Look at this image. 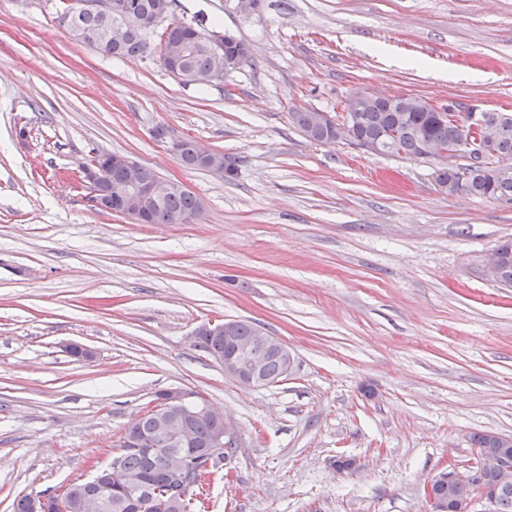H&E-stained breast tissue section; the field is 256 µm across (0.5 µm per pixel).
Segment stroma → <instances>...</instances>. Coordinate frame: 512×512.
I'll list each match as a JSON object with an SVG mask.
<instances>
[{
    "label": "stroma",
    "mask_w": 512,
    "mask_h": 512,
    "mask_svg": "<svg viewBox=\"0 0 512 512\" xmlns=\"http://www.w3.org/2000/svg\"><path fill=\"white\" fill-rule=\"evenodd\" d=\"M252 50L222 84L69 37L44 0H0V512L90 477L165 389L231 420V481L204 512H426L423 488L512 436V287L488 279L512 203L441 187L440 166L311 143L357 88L512 112V0H180ZM236 160L184 168L152 131ZM119 152L186 184L189 224L91 208L78 167ZM248 320L294 367L244 389L195 346ZM94 352L84 362L64 346ZM353 459L340 470L336 460Z\"/></svg>",
    "instance_id": "1"
}]
</instances>
